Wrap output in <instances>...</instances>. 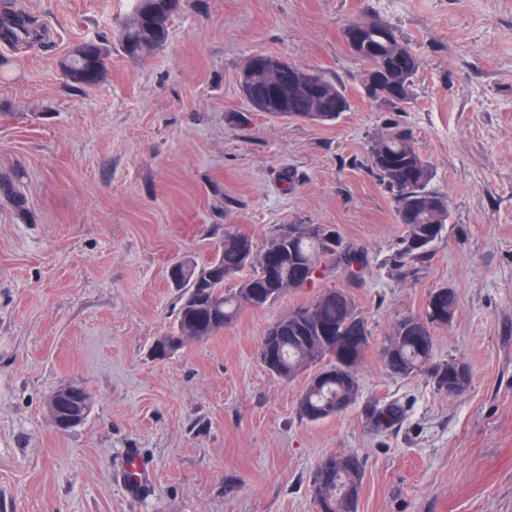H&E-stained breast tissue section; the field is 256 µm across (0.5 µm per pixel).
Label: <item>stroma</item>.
Wrapping results in <instances>:
<instances>
[{"label":"stroma","instance_id":"stroma-1","mask_svg":"<svg viewBox=\"0 0 512 512\" xmlns=\"http://www.w3.org/2000/svg\"><path fill=\"white\" fill-rule=\"evenodd\" d=\"M9 6L45 34L0 37V512H316L329 455L362 461L358 512H512V0H182L144 59L118 46L131 0H0V16ZM371 20L422 61L406 103L371 98L346 46L345 27ZM85 41L111 55L79 90L60 62ZM256 54L320 73L348 111L320 124L253 110L239 81ZM394 125L448 202L441 238L404 265L396 198L369 161ZM282 224L335 228L364 269L156 359L180 306L170 265L210 260L228 230L262 247ZM326 288L371 338L353 404L310 422L309 372L274 376L259 349ZM438 288L457 305L432 328L433 360L465 366L459 394L383 359ZM69 383L92 404L61 433L47 400Z\"/></svg>","mask_w":512,"mask_h":512}]
</instances>
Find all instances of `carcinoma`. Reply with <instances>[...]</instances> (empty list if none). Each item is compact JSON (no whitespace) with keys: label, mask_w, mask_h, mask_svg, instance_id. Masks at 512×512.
I'll use <instances>...</instances> for the list:
<instances>
[{"label":"carcinoma","mask_w":512,"mask_h":512,"mask_svg":"<svg viewBox=\"0 0 512 512\" xmlns=\"http://www.w3.org/2000/svg\"><path fill=\"white\" fill-rule=\"evenodd\" d=\"M177 5L171 0H135L133 10L123 24L118 40L121 51L130 58H143L164 45L169 36ZM367 44L358 59L381 76L371 89L375 99L393 104L406 102L411 95L412 79L421 66L420 58L402 43L389 26L375 22L362 30ZM110 50L101 45L98 54L87 58L77 48L62 62L71 85L81 89L98 86L108 71ZM320 93L297 94L288 89L282 100L264 108L273 117H299L311 122L334 121L349 109L345 94L323 76H317ZM268 71H252L249 88L269 93ZM369 158L384 183L395 193L399 223L406 235L400 260L403 263L424 258L441 238L448 218L446 200L427 190L432 169L416 148L412 133L393 126L375 138ZM364 256L349 247L336 257V247L308 234L305 226L275 228L260 253L254 252L252 239L237 231L224 233V244L209 261L198 264L180 262L183 274L176 285L184 289L176 316V328L156 340L173 353L193 340H205L233 323L245 308H262L290 289L293 281L304 276L302 270L336 267L353 276L363 266ZM247 277L235 291L224 283L243 271ZM442 289L428 297L424 316L400 320L388 337L384 350L388 367L395 373L410 376L425 368L439 389L453 391L459 387L456 372L448 364H434L431 326L448 320L436 316L434 309H448V300L435 302ZM370 332L356 312L347 293L338 288L321 291L310 303L292 309L267 331L260 344V360L277 377L293 378L297 372L322 360L324 371L337 376L316 384L308 382L302 391L298 410L309 421H319L347 409L358 392L357 367L369 347ZM362 463L353 455L329 456L317 467L313 487L318 512H358Z\"/></svg>","instance_id":"obj_1"}]
</instances>
